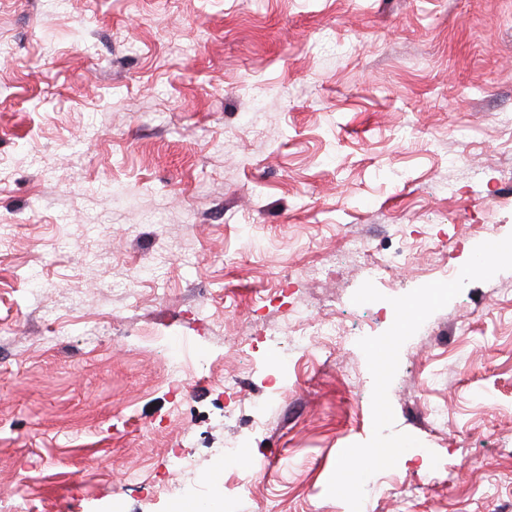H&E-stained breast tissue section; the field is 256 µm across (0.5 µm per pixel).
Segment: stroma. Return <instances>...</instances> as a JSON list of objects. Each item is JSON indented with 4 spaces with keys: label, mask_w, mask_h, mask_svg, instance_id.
<instances>
[{
    "label": "stroma",
    "mask_w": 512,
    "mask_h": 512,
    "mask_svg": "<svg viewBox=\"0 0 512 512\" xmlns=\"http://www.w3.org/2000/svg\"><path fill=\"white\" fill-rule=\"evenodd\" d=\"M1 224L0 512H170L236 439L224 512H350L358 340L512 234V0H0ZM353 236L412 259L373 277ZM301 316L344 339L272 396L265 330ZM389 399L427 453L367 512H512V270L424 322Z\"/></svg>",
    "instance_id": "35a3bbf8"
}]
</instances>
